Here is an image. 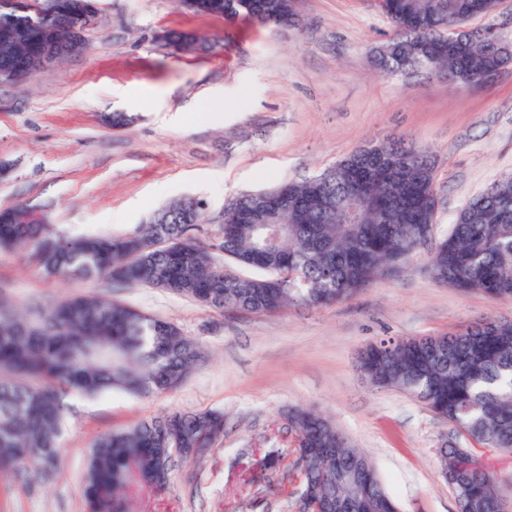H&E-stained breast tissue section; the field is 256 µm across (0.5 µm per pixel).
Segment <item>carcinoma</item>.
I'll return each mask as SVG.
<instances>
[{
	"label": "carcinoma",
	"mask_w": 512,
	"mask_h": 512,
	"mask_svg": "<svg viewBox=\"0 0 512 512\" xmlns=\"http://www.w3.org/2000/svg\"><path fill=\"white\" fill-rule=\"evenodd\" d=\"M263 26V14L288 9L286 0H196L193 12L211 16L224 8ZM495 0H387L395 37L381 51V67L399 71L406 61H425L458 86L482 84L501 64L478 38L466 43L463 61L448 54V26L473 11L493 14ZM16 0H0V68L23 69L46 45L65 41L61 22L39 20ZM392 158L407 157L422 172L412 185L385 176L353 195L357 170L370 166L360 147L336 164L328 180L288 183L302 205L272 218L288 225L275 249L259 204L231 199L238 217L204 243L199 224H145L124 234L71 235L47 224H0V250L25 248L49 277H103L189 297L208 309L261 314L292 304L328 305L345 300L374 279L396 273V255L433 232L434 167L427 152L402 140L379 144ZM479 207V219L468 208ZM165 237L175 252L154 247ZM224 252L214 262L213 251ZM441 281L493 299L512 298V179L492 184L459 213L433 253ZM239 269L263 272L244 279ZM93 294L74 295L33 311L0 306V471L27 485L52 480L59 470L61 435L71 395L105 391L162 395L173 391L200 358V348L174 323ZM479 332L445 336L435 350L430 338L411 344L382 340L369 348L365 369L372 385L413 394L431 410L493 448L512 451V324L476 325ZM298 432L301 483L316 508L340 501L339 512L396 509L380 480L362 474L366 454L348 443L326 417L305 410L288 419ZM224 432L222 415L172 410L148 422L98 437L82 478L86 512H128V504L157 478V449L179 445L210 448ZM463 512H495L500 495L489 471L463 481Z\"/></svg>",
	"instance_id": "1"
}]
</instances>
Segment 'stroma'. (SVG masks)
Masks as SVG:
<instances>
[{
  "instance_id": "stroma-1",
  "label": "stroma",
  "mask_w": 512,
  "mask_h": 512,
  "mask_svg": "<svg viewBox=\"0 0 512 512\" xmlns=\"http://www.w3.org/2000/svg\"><path fill=\"white\" fill-rule=\"evenodd\" d=\"M295 6L299 23L287 28L199 15L181 0H100L86 52L0 86V209L28 206L73 234L126 233L161 206L196 198L214 231L228 200L403 139L434 160L433 239L446 238L469 201L512 177V62L474 88L427 71L388 77L376 58L392 33L379 0ZM162 31L210 45L182 52L158 40ZM206 102L214 114L195 115ZM116 112L128 125L113 126ZM432 251H414L402 274L347 301L266 314L211 310L147 286L49 278L29 251H0L1 304L25 310L96 294L172 321L206 356L164 395L71 396L58 475L26 486L0 472V512H85L93 440L171 409L222 412L224 436L203 460L178 461L167 489L141 490L131 512H296L292 408L332 419L371 458L400 512H456L438 454L450 436L494 464L497 491L512 503L511 460L357 369L360 351L384 339L512 321V298L433 278Z\"/></svg>"
}]
</instances>
